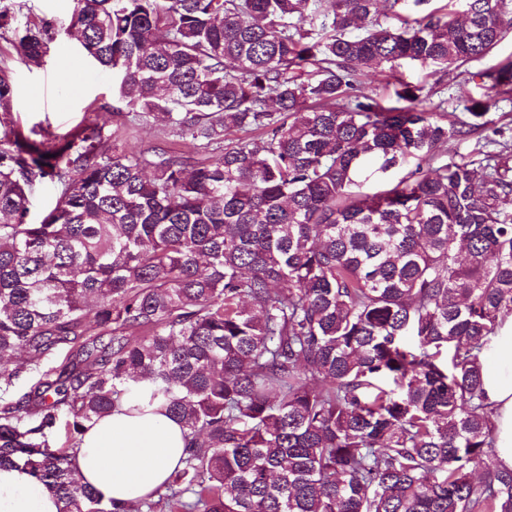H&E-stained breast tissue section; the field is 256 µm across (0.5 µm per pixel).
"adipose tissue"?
Returning <instances> with one entry per match:
<instances>
[{"label":"adipose tissue","instance_id":"obj_1","mask_svg":"<svg viewBox=\"0 0 512 512\" xmlns=\"http://www.w3.org/2000/svg\"><path fill=\"white\" fill-rule=\"evenodd\" d=\"M483 384L494 410L492 462L512 469V317L501 322ZM188 430L158 403L125 399L87 426L74 459L84 483L105 499L133 504L159 489L184 456ZM0 512H59L56 494L19 468H0Z\"/></svg>","mask_w":512,"mask_h":512}]
</instances>
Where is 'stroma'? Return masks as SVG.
<instances>
[{
    "mask_svg": "<svg viewBox=\"0 0 512 512\" xmlns=\"http://www.w3.org/2000/svg\"><path fill=\"white\" fill-rule=\"evenodd\" d=\"M21 15L34 14L52 19L59 31L41 65H25L15 57L8 39L0 38V65L14 72L17 94L13 118L23 128H47L56 135H66L85 116H100L111 121L113 104L112 74L94 65L77 50L75 36L68 34L71 0H8ZM512 53V39L503 41L497 52L462 67H450L438 73L412 62L401 63L392 76L364 71L363 80L376 89L385 103H393L400 83L421 86L430 101L441 104L449 123L471 122V101L480 97L472 75L495 64L499 56ZM512 143V100L500 102L485 117L483 128L463 139H453L436 152V163L460 158L486 146L495 134Z\"/></svg>",
    "mask_w": 512,
    "mask_h": 512,
    "instance_id": "35a3bbf8",
    "label": "stroma"
}]
</instances>
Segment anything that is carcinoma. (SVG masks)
Returning <instances> with one entry per match:
<instances>
[{"label":"carcinoma","mask_w":512,"mask_h":512,"mask_svg":"<svg viewBox=\"0 0 512 512\" xmlns=\"http://www.w3.org/2000/svg\"><path fill=\"white\" fill-rule=\"evenodd\" d=\"M423 2L74 0L112 117L160 114L182 152H129L92 118L26 132L0 68V467L59 512H124L73 459L144 397L189 441L140 512H512V470L468 473L494 448L484 359L512 316V146L433 166L464 132L422 88L386 106L360 80L486 57L512 0L380 20ZM0 33L39 65L56 27L0 6ZM473 77L482 118L512 54Z\"/></svg>","instance_id":"carcinoma-1"}]
</instances>
